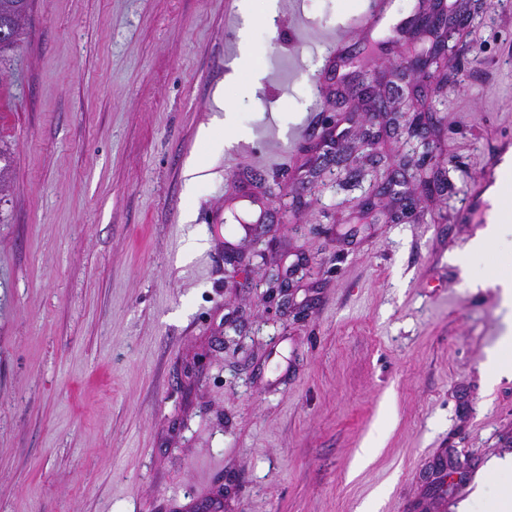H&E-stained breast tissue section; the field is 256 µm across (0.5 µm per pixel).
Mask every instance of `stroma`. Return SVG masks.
<instances>
[{
  "mask_svg": "<svg viewBox=\"0 0 512 512\" xmlns=\"http://www.w3.org/2000/svg\"><path fill=\"white\" fill-rule=\"evenodd\" d=\"M237 2L33 0L0 60V512H485L499 261L452 257L512 148V0L429 79L432 0H279L245 44Z\"/></svg>",
  "mask_w": 512,
  "mask_h": 512,
  "instance_id": "obj_1",
  "label": "stroma"
}]
</instances>
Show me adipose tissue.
Returning a JSON list of instances; mask_svg holds the SVG:
<instances>
[{
    "mask_svg": "<svg viewBox=\"0 0 512 512\" xmlns=\"http://www.w3.org/2000/svg\"><path fill=\"white\" fill-rule=\"evenodd\" d=\"M492 205L491 221L479 230L467 246L468 252L495 250L500 254L499 270L475 280L478 288L496 289L504 310L512 309V179L502 178L487 192Z\"/></svg>",
    "mask_w": 512,
    "mask_h": 512,
    "instance_id": "adipose-tissue-1",
    "label": "adipose tissue"
}]
</instances>
